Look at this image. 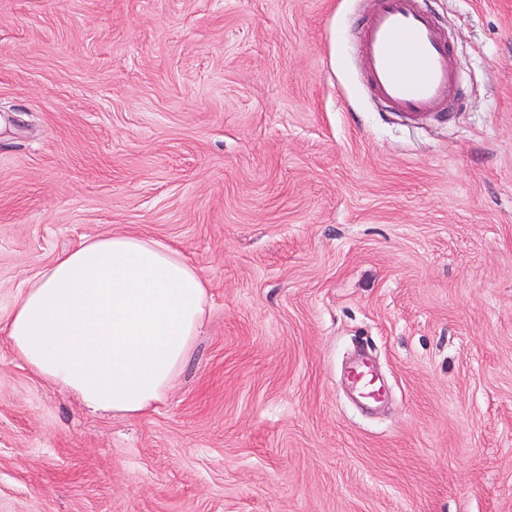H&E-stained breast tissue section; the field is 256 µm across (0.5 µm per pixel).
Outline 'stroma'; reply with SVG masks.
Segmentation results:
<instances>
[{
  "label": "stroma",
  "mask_w": 512,
  "mask_h": 512,
  "mask_svg": "<svg viewBox=\"0 0 512 512\" xmlns=\"http://www.w3.org/2000/svg\"><path fill=\"white\" fill-rule=\"evenodd\" d=\"M426 2L464 107L414 123L361 81L358 0H0V324L91 236L209 288L135 418L0 335V512H512V0Z\"/></svg>",
  "instance_id": "stroma-1"
}]
</instances>
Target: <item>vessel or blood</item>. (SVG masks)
Masks as SVG:
<instances>
[{
  "label": "vessel or blood",
  "mask_w": 512,
  "mask_h": 512,
  "mask_svg": "<svg viewBox=\"0 0 512 512\" xmlns=\"http://www.w3.org/2000/svg\"><path fill=\"white\" fill-rule=\"evenodd\" d=\"M357 31L366 81L388 111L422 120L452 109L459 72L424 0H372Z\"/></svg>",
  "instance_id": "1"
}]
</instances>
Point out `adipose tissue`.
Masks as SVG:
<instances>
[{
	"label": "adipose tissue",
	"mask_w": 512,
	"mask_h": 512,
	"mask_svg": "<svg viewBox=\"0 0 512 512\" xmlns=\"http://www.w3.org/2000/svg\"><path fill=\"white\" fill-rule=\"evenodd\" d=\"M207 296L178 251L143 235H99L39 271L0 329L38 376L87 408L136 417L180 374Z\"/></svg>",
	"instance_id": "ef3b65f1"
}]
</instances>
